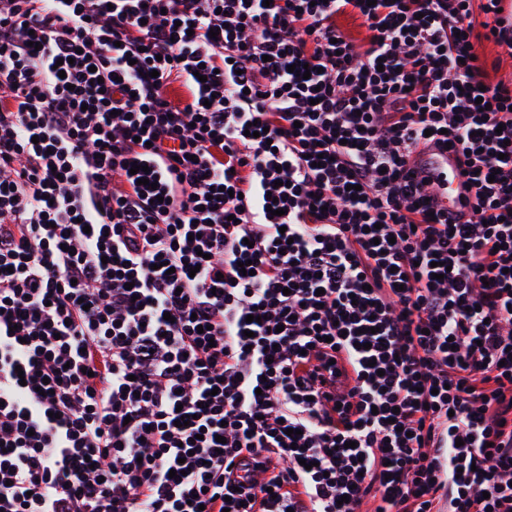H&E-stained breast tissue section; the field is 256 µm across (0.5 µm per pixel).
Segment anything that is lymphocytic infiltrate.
Listing matches in <instances>:
<instances>
[{
  "instance_id": "1",
  "label": "lymphocytic infiltrate",
  "mask_w": 512,
  "mask_h": 512,
  "mask_svg": "<svg viewBox=\"0 0 512 512\" xmlns=\"http://www.w3.org/2000/svg\"><path fill=\"white\" fill-rule=\"evenodd\" d=\"M500 6L0 0V512H512ZM477 48L481 57L486 60L488 71L494 81L503 80L510 83L512 80V58L510 59L500 47L493 43L482 42ZM494 63L497 64L496 70L492 69ZM425 159H417V168H428L430 182L427 188L433 202L438 208L447 209L448 213L456 211L460 197L468 195L469 191L455 154L448 152L443 156L430 159L427 156Z\"/></svg>"
}]
</instances>
